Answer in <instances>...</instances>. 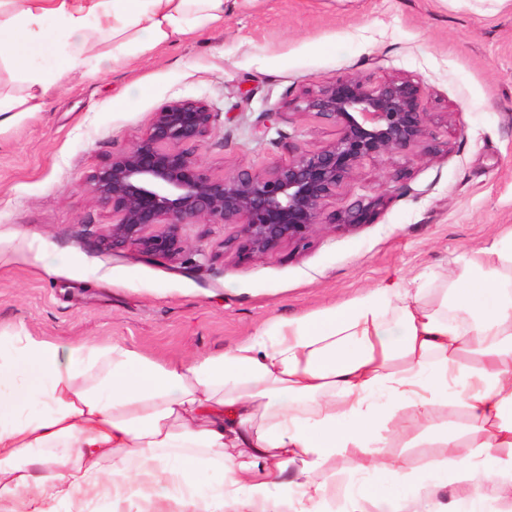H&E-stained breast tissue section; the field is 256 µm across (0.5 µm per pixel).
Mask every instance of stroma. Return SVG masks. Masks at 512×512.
<instances>
[{
  "instance_id": "obj_1",
  "label": "stroma",
  "mask_w": 512,
  "mask_h": 512,
  "mask_svg": "<svg viewBox=\"0 0 512 512\" xmlns=\"http://www.w3.org/2000/svg\"><path fill=\"white\" fill-rule=\"evenodd\" d=\"M357 75L422 82L436 152L364 162L341 194L383 195L373 220L322 225L305 247L238 253L235 224H187L181 260L104 249L112 222L90 175L129 149L179 98L205 100L218 119L199 148L217 176L287 162L333 124L296 111L307 87ZM278 119L265 138L252 125ZM404 172L403 190L392 179ZM512 231V0H228L221 28L113 70L66 78L44 111L0 125V330L61 343L112 340L158 359L220 353L277 317L342 302L393 276L435 277L466 252ZM203 248L205 256L194 255ZM416 469L447 451L371 443ZM153 478L41 512H179L181 492Z\"/></svg>"
}]
</instances>
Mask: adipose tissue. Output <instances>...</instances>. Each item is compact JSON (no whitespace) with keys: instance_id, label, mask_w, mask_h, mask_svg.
I'll list each match as a JSON object with an SVG mask.
<instances>
[{"instance_id":"obj_1","label":"adipose tissue","mask_w":512,"mask_h":512,"mask_svg":"<svg viewBox=\"0 0 512 512\" xmlns=\"http://www.w3.org/2000/svg\"><path fill=\"white\" fill-rule=\"evenodd\" d=\"M224 2L0 0V62L22 81L0 93V123L44 111L70 74L223 26ZM51 35L57 60L37 68ZM452 396L467 436L435 435L447 454L426 476L483 512L484 484L512 492V235L464 254L443 287L390 279L217 354L158 360L109 341L0 333V512L32 491L69 502L144 475L182 489L181 512H210L195 485L212 467L236 512H320L346 491L321 478L342 454L398 490L349 512H408L411 464L366 449L426 434L432 407Z\"/></svg>"}]
</instances>
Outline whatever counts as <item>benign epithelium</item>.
<instances>
[{
	"instance_id": "1",
	"label": "benign epithelium",
	"mask_w": 512,
	"mask_h": 512,
	"mask_svg": "<svg viewBox=\"0 0 512 512\" xmlns=\"http://www.w3.org/2000/svg\"><path fill=\"white\" fill-rule=\"evenodd\" d=\"M294 108L330 121L336 136L316 149L295 151L285 164L215 176L195 148L205 142L217 113L197 99L162 107L140 141L112 154L90 176L93 198L112 209L103 245L131 246L173 261L189 250L183 225L236 224L239 249L262 256L287 242H305L322 224H365L381 197L349 203L340 196L343 184L368 159L420 158L436 140L425 90L408 76L372 84L346 75L306 89ZM330 201L335 209L327 215Z\"/></svg>"
}]
</instances>
